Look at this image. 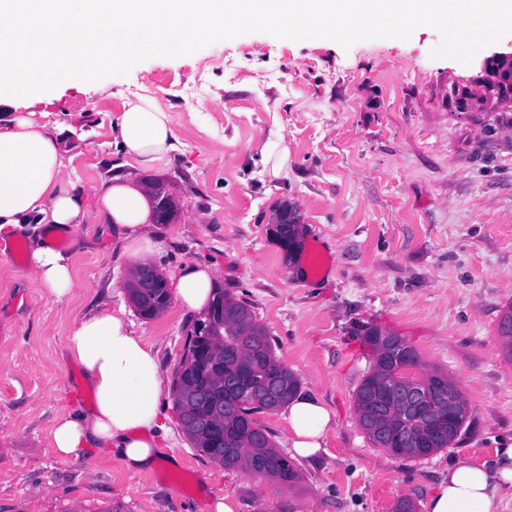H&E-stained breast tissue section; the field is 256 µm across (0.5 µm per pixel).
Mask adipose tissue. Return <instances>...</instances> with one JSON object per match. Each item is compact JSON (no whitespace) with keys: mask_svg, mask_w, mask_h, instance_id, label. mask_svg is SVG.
Returning <instances> with one entry per match:
<instances>
[{"mask_svg":"<svg viewBox=\"0 0 512 512\" xmlns=\"http://www.w3.org/2000/svg\"><path fill=\"white\" fill-rule=\"evenodd\" d=\"M113 131L133 169L180 146L167 113L148 96L124 103ZM71 164L59 128L37 126L24 116L0 122V236H17L27 224H51L58 233L72 234L93 213L115 231L123 253L138 258L150 244V206L143 186L114 176L90 211L69 174ZM31 260L36 281L50 296L60 300L71 295L73 271L59 252L40 246ZM216 274L209 265H184L174 282L179 306L187 312L202 310L212 298ZM65 356L82 369L93 399L79 414L56 418L49 440L52 452L61 461L90 465L96 451L105 449L118 454L133 474L164 462L167 378L158 350L134 334L124 310L102 308L84 314L66 338ZM284 421L295 454L310 461L335 425L322 401L304 393L290 403ZM510 487L512 443L497 449L491 465L453 458L429 510L498 512L503 492Z\"/></svg>","mask_w":512,"mask_h":512,"instance_id":"1","label":"adipose tissue"}]
</instances>
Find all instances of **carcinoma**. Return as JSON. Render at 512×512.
I'll use <instances>...</instances> for the list:
<instances>
[{"label": "carcinoma", "mask_w": 512, "mask_h": 512, "mask_svg": "<svg viewBox=\"0 0 512 512\" xmlns=\"http://www.w3.org/2000/svg\"><path fill=\"white\" fill-rule=\"evenodd\" d=\"M128 298L145 319L158 316L170 304L168 288L156 281L151 288H130ZM206 332L192 336L201 355L179 362L172 397L180 427L200 455L239 468L250 476H267L292 485L297 467L276 450L270 433L251 415L285 407L298 393V376L276 357L272 338L247 303L224 288H214L213 299L200 315ZM401 352L387 353L388 341ZM362 342L371 350V371L355 395L358 422L371 442L395 456L420 458L448 447V417L462 429L468 410L465 399L448 375L435 370L419 378L406 371L420 367L415 348L402 336L370 329ZM432 383L430 397L437 420L426 448H412L407 436L419 429L417 420L392 396L421 381ZM264 385H275L280 398L272 403L251 402L246 395Z\"/></svg>", "instance_id": "carcinoma-1"}]
</instances>
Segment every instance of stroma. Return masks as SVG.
I'll return each mask as SVG.
<instances>
[{"label":"stroma","mask_w":512,"mask_h":512,"mask_svg":"<svg viewBox=\"0 0 512 512\" xmlns=\"http://www.w3.org/2000/svg\"><path fill=\"white\" fill-rule=\"evenodd\" d=\"M442 42L431 26L347 49L252 32L149 58L103 86L0 101L1 120L61 125L91 203L125 162L112 136L124 102L156 97L181 148L135 175L169 180L180 210L151 225L143 262L171 281L186 263L216 265L217 284L252 306L301 392L335 419L319 458L296 459L292 487L201 456L169 397L170 463L134 475L113 455L90 468L61 462L54 420L90 403L63 357L75 321L127 307L170 377L195 317L174 303L152 319L129 310L130 261L102 225L63 236L30 224L0 244V512H209L226 494L237 512H393L404 497L428 512L453 456L494 461L512 437V361L497 333L512 304V91L488 90L482 62L512 34L467 64L433 57ZM284 205L297 219L291 249L273 222ZM40 245L72 264L68 298L35 282ZM369 328L405 337L423 371L441 369L465 395V426L447 448L397 457L359 425Z\"/></svg>","instance_id":"1"}]
</instances>
